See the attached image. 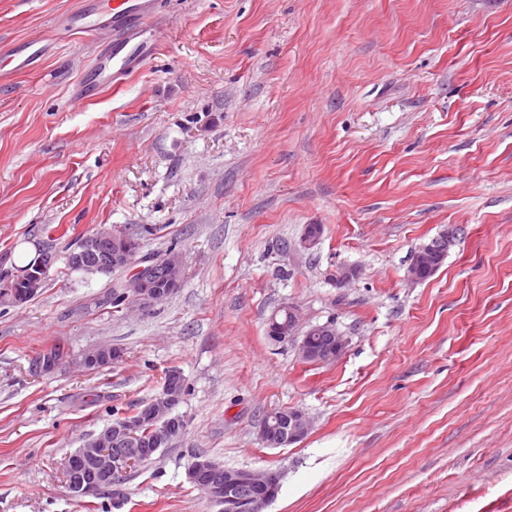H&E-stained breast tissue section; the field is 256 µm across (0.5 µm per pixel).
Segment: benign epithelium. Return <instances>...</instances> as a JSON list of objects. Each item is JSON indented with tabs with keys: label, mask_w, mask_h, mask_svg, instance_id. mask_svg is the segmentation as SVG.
I'll return each instance as SVG.
<instances>
[{
	"label": "benign epithelium",
	"mask_w": 512,
	"mask_h": 512,
	"mask_svg": "<svg viewBox=\"0 0 512 512\" xmlns=\"http://www.w3.org/2000/svg\"><path fill=\"white\" fill-rule=\"evenodd\" d=\"M454 240L448 232L421 247L407 269L411 282L424 280L423 273L436 272ZM51 263V256L42 253L34 264L21 270L20 275L7 282L0 290V299L11 303L24 302L42 287ZM69 264L74 269H91L107 274L117 268L136 266L133 277L123 284L124 306L149 307L170 297L181 285V263L176 252L171 251L158 260L150 255H139V242L129 233L100 228L84 238L69 254ZM285 322L271 318L268 334L277 340H290L298 334L301 317L299 310L287 305ZM311 336H324L326 341L317 349L309 343ZM348 340L331 322L309 328L298 350L305 360L328 362L339 358ZM116 351L110 346H98L83 355L82 364L90 371L99 370L112 363ZM183 376L170 372L161 392L137 413L110 425L85 447L65 458L63 474L70 491L79 497L96 495L105 486L122 483L139 466L147 463L172 440L181 423L170 418L173 408L184 398ZM269 417L285 419L287 428L279 431L263 421L260 437L269 446L296 443L305 438L312 428L306 413L292 408L288 413L280 410L269 413ZM154 424V436L145 441L141 436L142 424ZM92 464L93 476L79 477L86 463ZM188 478L200 487L212 502L224 503V512H263L271 503L269 487L276 475L269 471L230 470L207 457H199L188 469Z\"/></svg>",
	"instance_id": "1"
}]
</instances>
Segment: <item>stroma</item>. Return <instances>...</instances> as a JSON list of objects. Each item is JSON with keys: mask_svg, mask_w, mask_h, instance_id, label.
Wrapping results in <instances>:
<instances>
[{"mask_svg": "<svg viewBox=\"0 0 512 512\" xmlns=\"http://www.w3.org/2000/svg\"><path fill=\"white\" fill-rule=\"evenodd\" d=\"M99 2L0 0V62L49 44L0 73V274L53 255L32 299L0 302V512H219L187 478L199 453L279 472L265 512H512V0H165L154 51L84 99L106 39L60 33ZM103 225L177 248L180 288L103 304L129 270L67 263ZM448 231L436 273L407 280ZM287 304L334 322L344 353L271 340ZM57 344L68 361L32 375ZM98 345L121 357L87 372ZM171 370L183 434L73 496L63 458ZM287 407L311 432L266 445L260 421ZM46 46L41 40H31L14 46L9 54L14 70H20L44 55ZM453 240L454 233L448 231V233L434 238L431 243L421 247L414 254L412 262L407 269V279L411 282H421L425 280L422 275L426 270H430L434 274L447 256L448 249L452 245Z\"/></svg>", "mask_w": 512, "mask_h": 512, "instance_id": "35a3bbf8", "label": "stroma"}]
</instances>
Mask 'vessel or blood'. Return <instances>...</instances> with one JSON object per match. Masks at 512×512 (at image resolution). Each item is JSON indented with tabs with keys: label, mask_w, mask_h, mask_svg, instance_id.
I'll list each match as a JSON object with an SVG mask.
<instances>
[{
	"label": "vessel or blood",
	"mask_w": 512,
	"mask_h": 512,
	"mask_svg": "<svg viewBox=\"0 0 512 512\" xmlns=\"http://www.w3.org/2000/svg\"><path fill=\"white\" fill-rule=\"evenodd\" d=\"M161 0H108L103 20L88 21L86 13L70 15V28L75 32L85 29L110 30L111 42L100 50L95 64L88 72L86 84L98 89L109 78L132 69L145 53L148 44L161 36L157 24ZM45 47L41 41L31 40L14 46L10 56L16 69H23L42 57Z\"/></svg>",
	"instance_id": "1"
}]
</instances>
